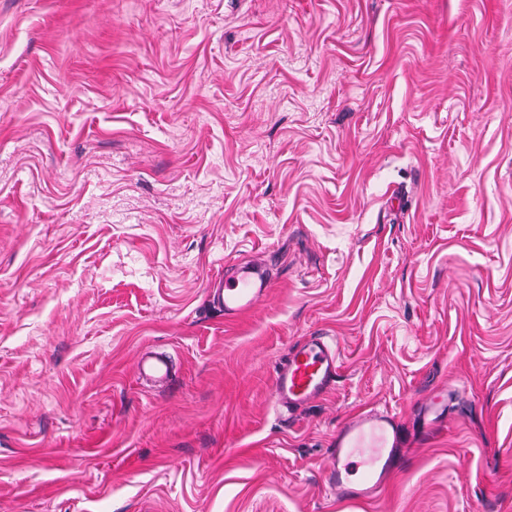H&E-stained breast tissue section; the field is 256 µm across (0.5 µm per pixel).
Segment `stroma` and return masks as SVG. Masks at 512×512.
<instances>
[{
	"label": "stroma",
	"instance_id": "stroma-1",
	"mask_svg": "<svg viewBox=\"0 0 512 512\" xmlns=\"http://www.w3.org/2000/svg\"><path fill=\"white\" fill-rule=\"evenodd\" d=\"M370 409L399 467L337 500ZM0 512H512V0H0ZM270 287L264 265L252 262L235 268L210 291L213 303L224 310V315L236 317L252 309ZM339 360L338 348L327 336H306L297 342L275 371L274 407L282 415L320 398L334 385ZM398 429L388 411L371 410L350 418L336 436L328 483L338 500H369L378 495L393 468ZM359 448H369L360 461L351 460ZM359 472L352 481L351 472Z\"/></svg>",
	"mask_w": 512,
	"mask_h": 512
}]
</instances>
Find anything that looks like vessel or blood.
<instances>
[{
  "label": "vessel or blood",
  "instance_id": "b4317fda",
  "mask_svg": "<svg viewBox=\"0 0 512 512\" xmlns=\"http://www.w3.org/2000/svg\"><path fill=\"white\" fill-rule=\"evenodd\" d=\"M271 280L264 265L252 262L235 268L211 291L212 301L225 316L252 309L266 296ZM339 351L325 336H307L289 351L275 371L272 403L289 413L330 389L340 368ZM398 446L392 415L372 410L350 418L336 436L328 483L340 500H369L378 495L389 476Z\"/></svg>",
  "mask_w": 512,
  "mask_h": 512
}]
</instances>
